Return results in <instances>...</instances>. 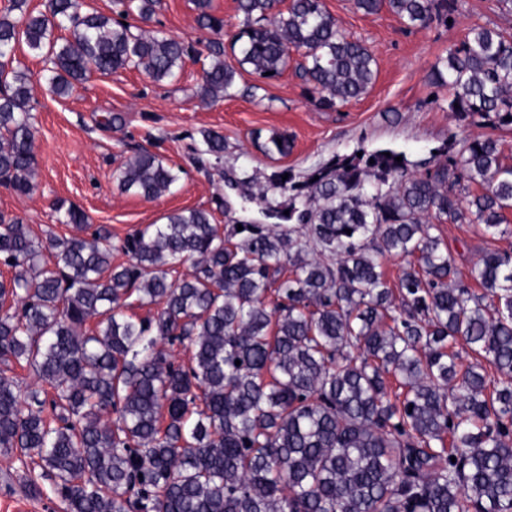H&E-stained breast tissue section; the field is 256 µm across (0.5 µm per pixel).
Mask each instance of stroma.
I'll return each instance as SVG.
<instances>
[{
  "instance_id": "obj_1",
  "label": "stroma",
  "mask_w": 512,
  "mask_h": 512,
  "mask_svg": "<svg viewBox=\"0 0 512 512\" xmlns=\"http://www.w3.org/2000/svg\"><path fill=\"white\" fill-rule=\"evenodd\" d=\"M348 35L363 40L377 62L372 87L360 99L337 110L317 108L295 65L279 77L262 79L248 71L236 78L237 93L204 103L196 91L209 65L206 40L212 34L197 23L193 0H159L151 20L130 15L139 31L161 30L189 49L175 77L153 81L129 67L102 76L94 74L69 96L35 86L34 115L38 129L35 190L26 197L0 186V213L30 225L36 235L50 231L70 235L57 222V200L76 204L91 224H103L113 242L181 209L210 211L223 227L263 222L260 190L271 174L288 171L304 180L316 166L362 149L389 148L414 162L430 160L458 123L448 111L449 89L430 85L431 65L479 23L512 35V12L499 0H463L451 24L408 29L389 9L374 15L355 8L353 0H323ZM117 114L122 124L107 125ZM223 134L221 161L198 165L194 150L205 130ZM293 140L288 156L265 154L261 146L272 134ZM146 150L180 166L179 182L157 200L121 191L117 175L124 160ZM439 233L461 273L486 249H511L512 236L493 239L474 224H443ZM25 467L0 458V512H63L49 482L32 493L21 480Z\"/></svg>"
}]
</instances>
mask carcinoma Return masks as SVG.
Masks as SVG:
<instances>
[{
	"instance_id": "obj_1",
	"label": "carcinoma",
	"mask_w": 512,
	"mask_h": 512,
	"mask_svg": "<svg viewBox=\"0 0 512 512\" xmlns=\"http://www.w3.org/2000/svg\"><path fill=\"white\" fill-rule=\"evenodd\" d=\"M147 20L157 0H114ZM201 28L224 21L194 0ZM11 0L0 15V185L35 188L32 76L9 68L16 45L45 57L50 90L69 94L91 72L137 67L155 82L187 50L163 31L50 0L51 16ZM389 8L408 28L446 23L460 0H354ZM243 26L224 59L208 41L200 94H232L238 70L280 75L291 52L317 105L367 93L376 60L345 35L322 0H238ZM69 31L59 41L55 30ZM451 90L448 112L470 126L512 127V36L474 24L432 65ZM292 141L273 135L267 154ZM220 160L224 135L202 133ZM402 161H395L396 157ZM181 168L148 151L122 164L118 185L148 200ZM481 191L474 193L471 186ZM290 192V225L224 230L204 209L175 211L112 244L105 225L60 201L69 237L43 240L0 215V457L30 460L28 486L53 481L64 512H512V252L488 250L470 278L433 234L437 224L509 233L512 167L498 141L452 132L426 174L404 153L338 157ZM351 233H346V230ZM130 256L113 264V253ZM49 260H44V254ZM408 259L398 289L383 259ZM192 271L169 280L176 267ZM477 282L480 289L472 287ZM153 313L141 318L133 307ZM178 343L174 362L162 345ZM499 375L459 362L458 343ZM240 364H235V361ZM25 364L36 384L7 375Z\"/></svg>"
}]
</instances>
